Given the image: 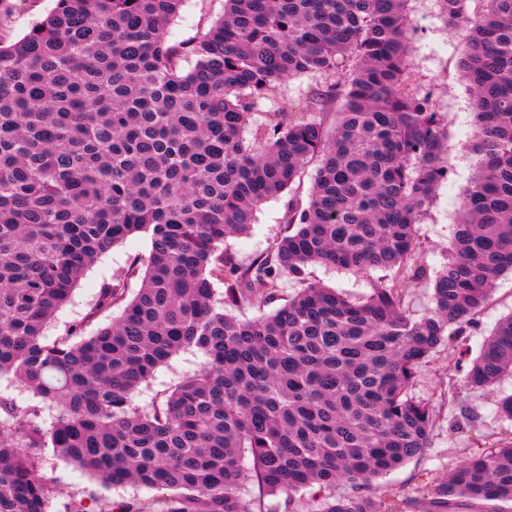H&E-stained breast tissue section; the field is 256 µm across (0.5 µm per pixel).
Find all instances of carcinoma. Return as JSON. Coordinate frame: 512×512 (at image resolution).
I'll return each instance as SVG.
<instances>
[{
  "instance_id": "carcinoma-1",
  "label": "carcinoma",
  "mask_w": 512,
  "mask_h": 512,
  "mask_svg": "<svg viewBox=\"0 0 512 512\" xmlns=\"http://www.w3.org/2000/svg\"><path fill=\"white\" fill-rule=\"evenodd\" d=\"M408 2L224 0L206 32L171 44L183 0H55L21 38L0 37V380L28 396L21 407L0 393V512H51L46 448L105 485L155 491L94 512H277L265 500L282 493L302 512L308 489L321 512L512 503L511 440L448 470L422 505L336 494L428 447L436 416L410 395L418 370L512 274V0H440L461 36L480 164L433 307L419 319L404 308L403 289L426 274L417 225L448 178L444 119L408 86ZM305 75L319 82L293 106L286 82ZM266 102L277 112L253 125ZM313 162L308 201L288 200L266 250L245 262L224 250ZM132 236L148 256L49 338L85 271ZM315 265L394 277L353 300L311 281ZM287 278L298 291L274 312L228 314L275 299ZM192 348L205 357L195 372L134 403ZM505 374L512 316L466 383Z\"/></svg>"
}]
</instances>
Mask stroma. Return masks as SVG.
I'll return each mask as SVG.
<instances>
[{
	"label": "stroma",
	"instance_id": "stroma-1",
	"mask_svg": "<svg viewBox=\"0 0 512 512\" xmlns=\"http://www.w3.org/2000/svg\"><path fill=\"white\" fill-rule=\"evenodd\" d=\"M54 5L55 0H0V35L21 36ZM223 12L224 0H184L177 17L168 26L169 43L191 40ZM408 17L412 55L409 84L420 94H432L436 111L447 121L446 160L450 171L418 226L422 242L418 262L425 268L426 275L407 288L405 309L412 317L419 318L432 306V281L446 260L453 227L460 217L459 192L475 174L479 157L472 149L476 128L470 87L454 77L455 62L460 54L456 31L442 13L438 0H410ZM287 203L288 198L283 195L262 204L255 213L252 233L226 238L225 249L242 261L264 251L280 233ZM148 250V241L131 238L103 255L80 279L71 304L57 312L48 330L49 336L61 334L68 322L85 314L103 282L121 272L129 256L144 255ZM511 314L512 274L507 273L497 280L477 326L467 330L461 341L441 347L429 363L420 367L411 393L416 398L431 401L437 409L431 445L379 479V494L391 495L416 486L426 473L446 477L449 469L470 455L475 438L492 443L512 436V421L504 420L498 412L499 399L512 393V377L477 392L464 384V374L479 355L488 335L502 318ZM202 360V353L194 349L174 356L140 387L135 403L150 404L156 395L173 389L196 370ZM41 474L57 483V500L61 503L75 498L91 508L96 498L119 501L139 492L138 487L131 485L102 486L96 477L58 459L49 450L43 455Z\"/></svg>",
	"mask_w": 512,
	"mask_h": 512
}]
</instances>
